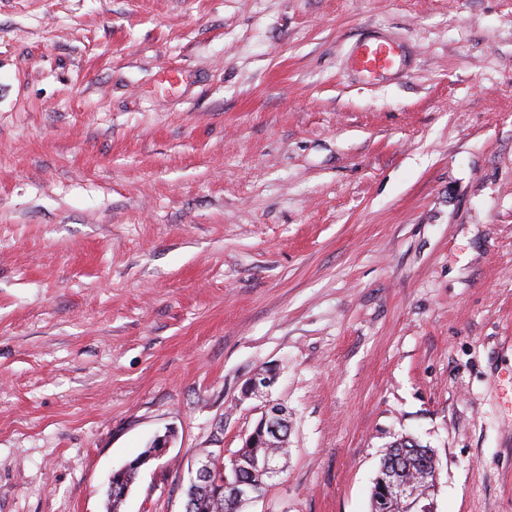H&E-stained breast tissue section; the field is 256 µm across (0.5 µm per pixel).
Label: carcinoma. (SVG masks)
<instances>
[{
	"mask_svg": "<svg viewBox=\"0 0 512 512\" xmlns=\"http://www.w3.org/2000/svg\"><path fill=\"white\" fill-rule=\"evenodd\" d=\"M288 454V434L282 433V438L268 445L258 444L253 448L242 447L236 452V465L241 479L251 483L261 492H266L270 485L269 476L260 468L254 466L256 458L264 456L283 457ZM436 458L433 449L422 445L411 437H402L393 442L383 455L374 479L371 494V512H409L410 504L404 499H398L388 492L392 483L402 482L407 478H419L423 492L429 501L435 500L436 494ZM138 472L135 464L116 474L112 483L117 485V491L110 494L108 501L109 512H120L123 503V490L132 486ZM190 496L192 512H242L243 506L236 505L230 500L231 491L217 494L212 488L189 486L185 489Z\"/></svg>",
	"mask_w": 512,
	"mask_h": 512,
	"instance_id": "carcinoma-1",
	"label": "carcinoma"
}]
</instances>
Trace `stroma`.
I'll list each match as a JSON object with an SVG mask.
<instances>
[{"label": "stroma", "mask_w": 512, "mask_h": 512, "mask_svg": "<svg viewBox=\"0 0 512 512\" xmlns=\"http://www.w3.org/2000/svg\"><path fill=\"white\" fill-rule=\"evenodd\" d=\"M393 39L403 65L350 53ZM273 368L246 512H512V0H0V512H184ZM354 63L360 72L372 74L391 70L396 60L388 42L368 39L359 46ZM288 427V417L286 411L275 403H268L264 406L261 419L256 424L252 433L248 436V441L263 439L265 437H280V430ZM288 454V434L282 433V438L272 441L269 445L258 444L255 448H239L236 452V465L238 475L241 479L251 483L258 488L263 494L270 485L269 479L275 480L280 474V467L274 458L265 457L255 462L256 466L265 470L270 477L260 468L254 466L253 461L256 458L264 456L284 457ZM283 470H281V473ZM436 469L432 448L411 437L397 439L387 448L380 461L371 494L370 512H409L410 504L404 499L412 500L418 506L415 512H434L435 504L426 503L423 499L425 495L430 502L435 500ZM415 477L421 480L424 495L416 480L404 481ZM388 488L393 496L387 491ZM138 467L135 463H131L128 468L116 474L112 480V484L117 485V491H112V484L110 485L109 491L110 494L109 501V512H120L121 505L124 501L123 490L128 489L132 486L136 474L138 472Z\"/></svg>", "instance_id": "1"}]
</instances>
